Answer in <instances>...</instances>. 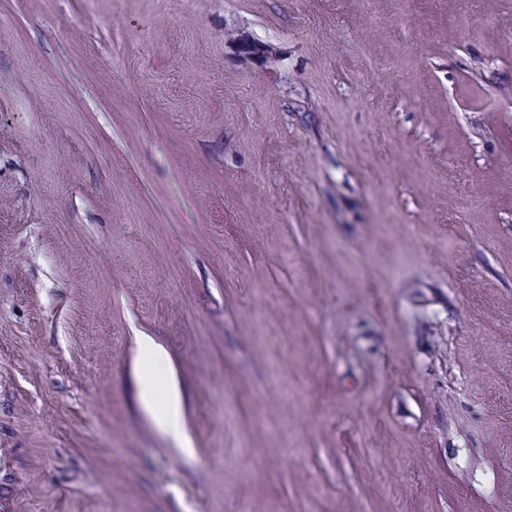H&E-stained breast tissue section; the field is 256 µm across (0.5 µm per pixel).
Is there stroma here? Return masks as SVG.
Listing matches in <instances>:
<instances>
[{
  "mask_svg": "<svg viewBox=\"0 0 512 512\" xmlns=\"http://www.w3.org/2000/svg\"><path fill=\"white\" fill-rule=\"evenodd\" d=\"M0 512H512V0H0ZM140 351L143 360L153 370H161L168 377V387L162 395H158L154 380L146 375L142 383V399L146 411L157 418L173 436L183 438L181 414V395L178 384L172 375L164 352L151 340L143 338L140 341Z\"/></svg>",
  "mask_w": 512,
  "mask_h": 512,
  "instance_id": "35a3bbf8",
  "label": "stroma"
}]
</instances>
